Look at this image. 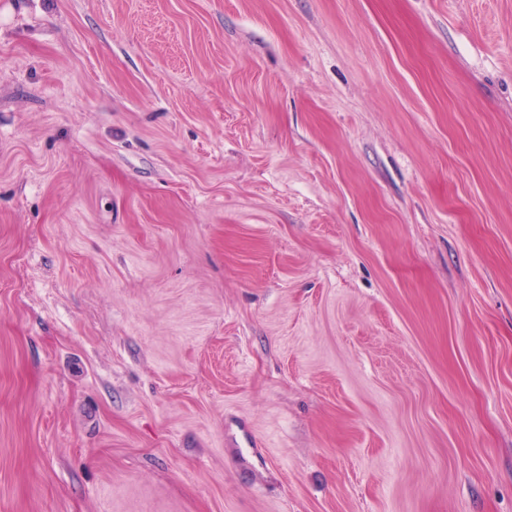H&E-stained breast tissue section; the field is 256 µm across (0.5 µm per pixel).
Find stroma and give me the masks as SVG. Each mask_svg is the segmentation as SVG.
<instances>
[{
	"mask_svg": "<svg viewBox=\"0 0 512 512\" xmlns=\"http://www.w3.org/2000/svg\"><path fill=\"white\" fill-rule=\"evenodd\" d=\"M0 512H512V0H0Z\"/></svg>",
	"mask_w": 512,
	"mask_h": 512,
	"instance_id": "stroma-1",
	"label": "stroma"
}]
</instances>
